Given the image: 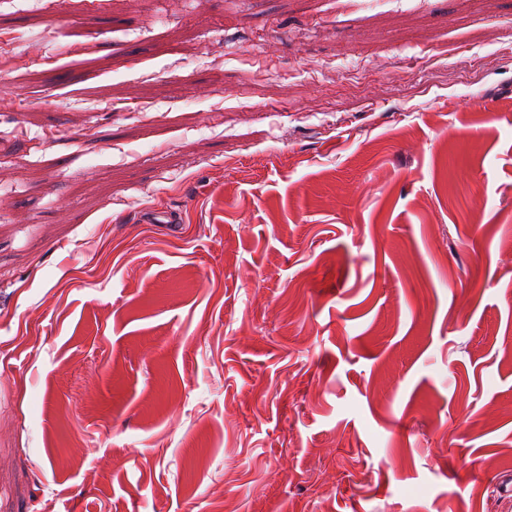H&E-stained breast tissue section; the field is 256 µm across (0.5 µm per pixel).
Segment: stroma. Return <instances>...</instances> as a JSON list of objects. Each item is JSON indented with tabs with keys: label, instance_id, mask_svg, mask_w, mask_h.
<instances>
[{
	"label": "stroma",
	"instance_id": "obj_1",
	"mask_svg": "<svg viewBox=\"0 0 512 512\" xmlns=\"http://www.w3.org/2000/svg\"><path fill=\"white\" fill-rule=\"evenodd\" d=\"M502 478L512 0H0V512Z\"/></svg>",
	"mask_w": 512,
	"mask_h": 512
}]
</instances>
